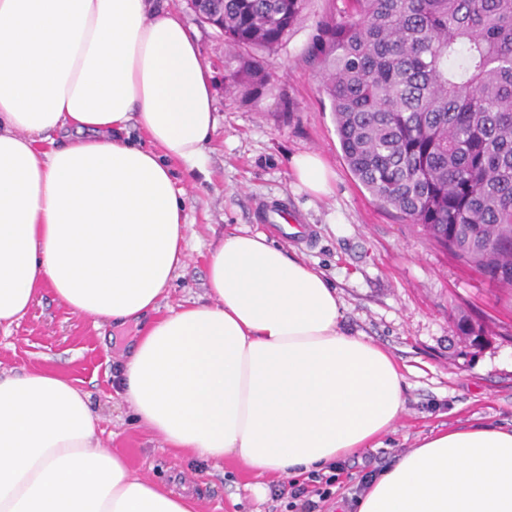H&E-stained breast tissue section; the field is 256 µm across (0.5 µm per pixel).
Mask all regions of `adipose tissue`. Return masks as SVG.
I'll use <instances>...</instances> for the list:
<instances>
[{
	"label": "adipose tissue",
	"mask_w": 512,
	"mask_h": 512,
	"mask_svg": "<svg viewBox=\"0 0 512 512\" xmlns=\"http://www.w3.org/2000/svg\"><path fill=\"white\" fill-rule=\"evenodd\" d=\"M136 123L146 143L123 133ZM215 93L199 47L152 0H0V329L42 290L141 327L116 392L168 447L302 475L372 447L404 411L391 356L341 328L335 288L266 233L225 234L209 299L159 315L186 269L172 162L203 168ZM299 185L331 191L312 152ZM357 512H512V427L425 436L374 476ZM0 512H198L97 444L71 380L0 372Z\"/></svg>",
	"instance_id": "1"
}]
</instances>
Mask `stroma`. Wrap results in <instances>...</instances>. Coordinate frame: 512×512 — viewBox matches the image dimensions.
I'll return each mask as SVG.
<instances>
[{
    "instance_id": "35a3bbf8",
    "label": "stroma",
    "mask_w": 512,
    "mask_h": 512,
    "mask_svg": "<svg viewBox=\"0 0 512 512\" xmlns=\"http://www.w3.org/2000/svg\"><path fill=\"white\" fill-rule=\"evenodd\" d=\"M159 6L179 16L196 40L213 76L217 117L204 167H174L176 185L186 193L188 266L162 298L161 313L207 301V257L225 233L262 231L321 271L343 304V328L385 348L405 371L402 415L378 447L346 459L349 478L323 512H355L362 475L385 469L432 430L511 426L512 294L490 289L420 225L383 207L342 153L311 55L319 21L341 0H308L287 42L266 59L278 75L275 87L256 99L225 91L224 39L199 23L188 0H159ZM307 151L332 169L329 195L293 186L291 160ZM270 205L306 225L308 238L267 223L262 212ZM461 311L485 323L481 346L458 335L454 320ZM127 349V337L110 323L45 293L10 330L0 329V370L50 371L73 380L98 416L100 447L120 454L133 474L189 492L199 512H288L278 495L287 477L258 474L231 457H189L139 425L112 386Z\"/></svg>"
}]
</instances>
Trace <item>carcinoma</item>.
I'll use <instances>...</instances> for the list:
<instances>
[{
	"label": "carcinoma",
	"mask_w": 512,
	"mask_h": 512,
	"mask_svg": "<svg viewBox=\"0 0 512 512\" xmlns=\"http://www.w3.org/2000/svg\"><path fill=\"white\" fill-rule=\"evenodd\" d=\"M313 56L345 159L383 206L495 290L512 288V0H344ZM307 0L224 13V87L259 98Z\"/></svg>",
	"instance_id": "carcinoma-1"
}]
</instances>
